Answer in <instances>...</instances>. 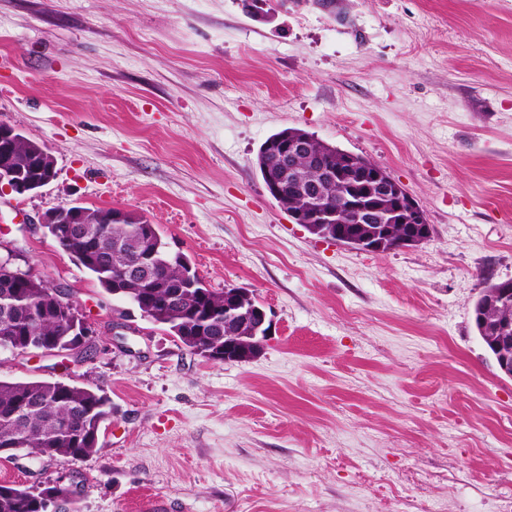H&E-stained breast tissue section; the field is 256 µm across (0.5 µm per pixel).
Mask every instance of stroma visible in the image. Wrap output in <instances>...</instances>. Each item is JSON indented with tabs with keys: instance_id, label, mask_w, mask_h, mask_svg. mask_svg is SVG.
<instances>
[{
	"instance_id": "35a3bbf8",
	"label": "stroma",
	"mask_w": 512,
	"mask_h": 512,
	"mask_svg": "<svg viewBox=\"0 0 512 512\" xmlns=\"http://www.w3.org/2000/svg\"><path fill=\"white\" fill-rule=\"evenodd\" d=\"M0 122L56 171L0 196V240L92 323L88 357L2 350L0 379L109 400L96 454L0 482L76 480L73 512H512V378L473 320L512 279V0H0ZM289 127L385 169L429 240L372 253L293 223L256 165ZM72 202L250 289L260 353L205 360L106 293L40 227Z\"/></svg>"
}]
</instances>
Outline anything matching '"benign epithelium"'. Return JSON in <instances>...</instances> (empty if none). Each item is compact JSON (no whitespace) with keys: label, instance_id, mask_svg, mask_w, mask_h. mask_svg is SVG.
<instances>
[{"label":"benign epithelium","instance_id":"1","mask_svg":"<svg viewBox=\"0 0 512 512\" xmlns=\"http://www.w3.org/2000/svg\"><path fill=\"white\" fill-rule=\"evenodd\" d=\"M280 166L288 175L266 179V190L297 224H302L323 238L348 243L371 252H386L416 246L430 237L431 227L418 202L384 169L363 156L340 151L332 153L326 146L315 150L311 139L301 131L287 129L275 138ZM312 169L317 180L302 186L294 172ZM366 178L371 185L367 200L346 199L338 207L326 203L319 183L341 182L352 177ZM52 180L31 183L18 170L0 162V191L19 195L32 193ZM298 199L305 207H288L289 199ZM351 234L341 233L344 224ZM253 294L246 288L224 287V339L234 345H259L266 336V312L252 305ZM512 307V290L492 288L483 294L476 314L482 341L490 344L500 373L512 378V322L491 319L486 314Z\"/></svg>","mask_w":512,"mask_h":512}]
</instances>
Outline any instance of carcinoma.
Segmentation results:
<instances>
[{
  "instance_id": "obj_1",
  "label": "carcinoma",
  "mask_w": 512,
  "mask_h": 512,
  "mask_svg": "<svg viewBox=\"0 0 512 512\" xmlns=\"http://www.w3.org/2000/svg\"><path fill=\"white\" fill-rule=\"evenodd\" d=\"M37 143L21 137L15 143L0 138V158L30 177L40 175L39 157L30 156ZM110 210L96 208L88 214L89 234L73 238L68 224H48V233L86 269L104 291L135 302L152 313L155 322L168 327L181 343L194 349L203 342L224 348V292L207 288L197 272H191L182 255L167 248L149 222L131 213L112 222ZM133 258L148 264L155 289L149 291L140 278L118 280L115 270ZM53 288L41 282L14 281L10 269L0 265V350L37 343L48 348L75 346L78 336L63 325V315L52 302ZM105 396L84 386L60 381L0 380V446L14 440L30 455L52 459L75 451L91 456L99 439L85 441L88 430H100ZM76 491L68 486L0 484V512H45L51 495L73 503Z\"/></svg>"
}]
</instances>
